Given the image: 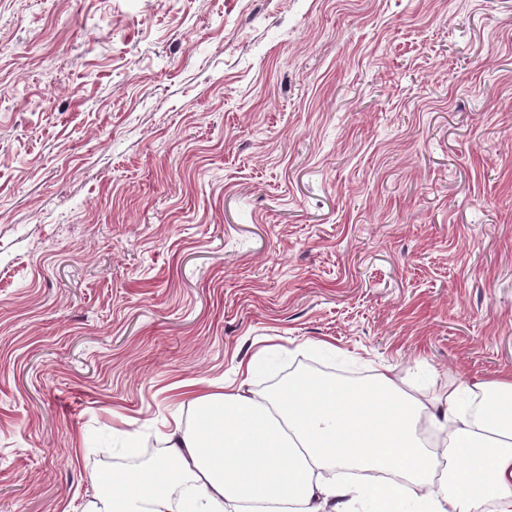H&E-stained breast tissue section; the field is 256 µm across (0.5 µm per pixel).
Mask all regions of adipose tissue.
Here are the masks:
<instances>
[{"mask_svg":"<svg viewBox=\"0 0 512 512\" xmlns=\"http://www.w3.org/2000/svg\"><path fill=\"white\" fill-rule=\"evenodd\" d=\"M430 449L419 436L433 400L404 388L391 367L364 383L300 374L270 393L225 385L195 392L190 423L160 438L164 458L95 474L84 512H355L358 484L329 469L387 474L380 495L425 512H512V375L453 390Z\"/></svg>","mask_w":512,"mask_h":512,"instance_id":"ef3b65f1","label":"adipose tissue"}]
</instances>
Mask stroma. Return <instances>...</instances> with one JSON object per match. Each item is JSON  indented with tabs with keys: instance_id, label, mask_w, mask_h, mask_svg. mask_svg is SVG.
<instances>
[{
	"instance_id": "stroma-1",
	"label": "stroma",
	"mask_w": 512,
	"mask_h": 512,
	"mask_svg": "<svg viewBox=\"0 0 512 512\" xmlns=\"http://www.w3.org/2000/svg\"><path fill=\"white\" fill-rule=\"evenodd\" d=\"M323 344L512 372V0H0V512H83L186 381Z\"/></svg>"
}]
</instances>
